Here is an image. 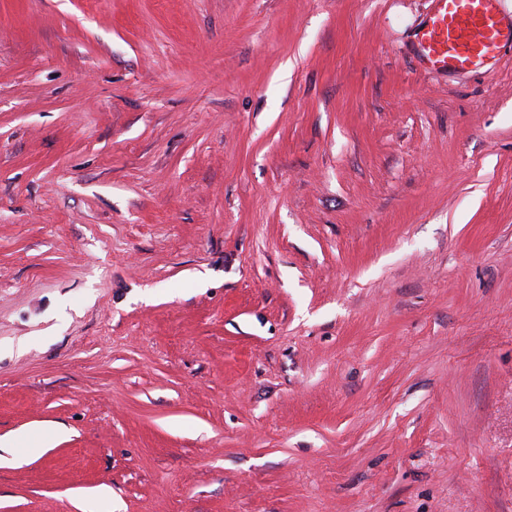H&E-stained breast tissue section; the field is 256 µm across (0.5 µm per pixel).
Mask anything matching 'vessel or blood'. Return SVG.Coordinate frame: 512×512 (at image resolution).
<instances>
[{"mask_svg":"<svg viewBox=\"0 0 512 512\" xmlns=\"http://www.w3.org/2000/svg\"><path fill=\"white\" fill-rule=\"evenodd\" d=\"M501 0H434L419 46L427 69L465 71L512 45V21Z\"/></svg>","mask_w":512,"mask_h":512,"instance_id":"b4317fda","label":"vessel or blood"}]
</instances>
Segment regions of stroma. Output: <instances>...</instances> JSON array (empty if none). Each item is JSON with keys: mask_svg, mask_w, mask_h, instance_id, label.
I'll return each instance as SVG.
<instances>
[{"mask_svg": "<svg viewBox=\"0 0 512 512\" xmlns=\"http://www.w3.org/2000/svg\"><path fill=\"white\" fill-rule=\"evenodd\" d=\"M432 8L0 0V512H512V48ZM501 1L434 0L419 38L425 68L465 71L495 60L512 45V16L503 17Z\"/></svg>", "mask_w": 512, "mask_h": 512, "instance_id": "obj_1", "label": "stroma"}]
</instances>
